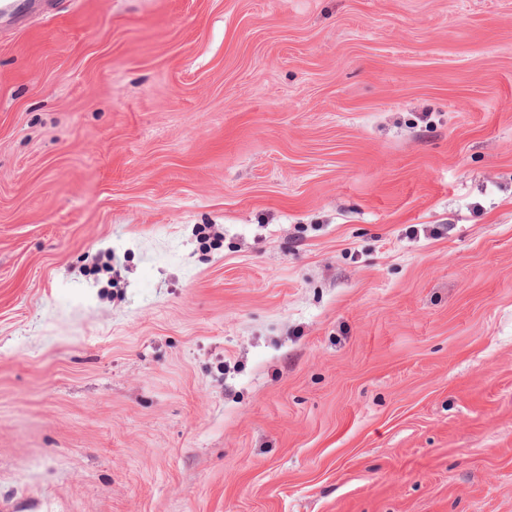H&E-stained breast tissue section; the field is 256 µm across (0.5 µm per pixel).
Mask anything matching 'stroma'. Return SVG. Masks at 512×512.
<instances>
[{
  "mask_svg": "<svg viewBox=\"0 0 512 512\" xmlns=\"http://www.w3.org/2000/svg\"><path fill=\"white\" fill-rule=\"evenodd\" d=\"M0 22V512H512V0Z\"/></svg>",
  "mask_w": 512,
  "mask_h": 512,
  "instance_id": "35a3bbf8",
  "label": "stroma"
}]
</instances>
